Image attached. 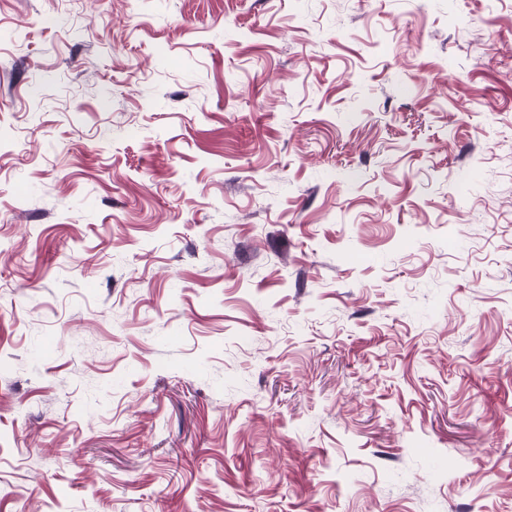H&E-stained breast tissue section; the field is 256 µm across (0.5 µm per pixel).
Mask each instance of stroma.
<instances>
[{
    "label": "stroma",
    "mask_w": 512,
    "mask_h": 512,
    "mask_svg": "<svg viewBox=\"0 0 512 512\" xmlns=\"http://www.w3.org/2000/svg\"><path fill=\"white\" fill-rule=\"evenodd\" d=\"M0 512H512V0H0Z\"/></svg>",
    "instance_id": "stroma-1"
}]
</instances>
